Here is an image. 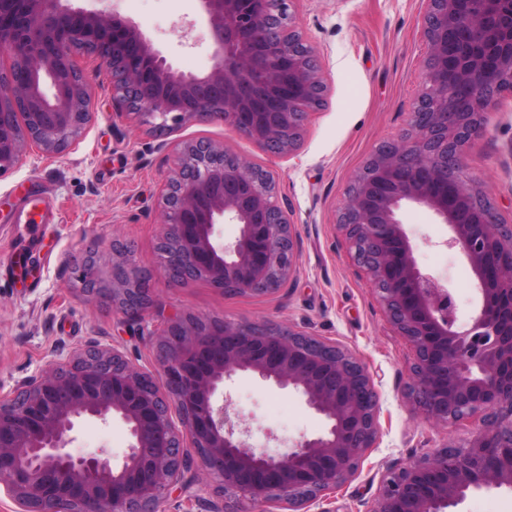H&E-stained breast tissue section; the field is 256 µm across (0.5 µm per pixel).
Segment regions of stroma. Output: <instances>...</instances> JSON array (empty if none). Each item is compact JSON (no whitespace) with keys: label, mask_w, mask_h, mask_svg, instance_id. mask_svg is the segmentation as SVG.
<instances>
[{"label":"stroma","mask_w":512,"mask_h":512,"mask_svg":"<svg viewBox=\"0 0 512 512\" xmlns=\"http://www.w3.org/2000/svg\"><path fill=\"white\" fill-rule=\"evenodd\" d=\"M112 4L133 21L175 68L203 74L213 65V41L198 0H75L87 10ZM302 40L326 83L322 107L311 112L292 154L274 155L223 121L186 122L159 133L119 116L111 79L85 53L75 59L90 95V122L59 155L30 145L21 164L0 173V394L37 373L54 350L70 353L90 342L113 347L139 369L158 367L148 333L157 318L122 321L106 303L87 299L76 271L95 251L101 279L113 265L132 264L151 276L154 298L169 314L203 320L267 322L300 331L353 354L379 396L378 433L357 469L309 512H370L389 473L432 449L470 437L481 426L427 421L409 396L414 356L390 323L365 268L356 263L337 219L354 176L383 144L411 134L427 43L424 0H286ZM485 134L463 150L461 163L476 187L512 224V94L486 115ZM198 140L224 145L271 173L275 199L296 233L297 272L280 291L227 294L208 281L187 287L164 276L157 250L162 190L179 166L181 146ZM36 211L35 226L18 223ZM401 219L423 273L451 289L458 323L476 306V283L464 256L441 246L445 227L427 208L403 209ZM232 411L257 446L286 452L320 432L324 419L296 395L239 379ZM129 435L121 419L80 424L70 450L106 451L120 462ZM239 512L240 501L196 471L190 493L173 491L170 512H204L203 501Z\"/></svg>","instance_id":"stroma-1"}]
</instances>
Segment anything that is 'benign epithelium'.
Masks as SVG:
<instances>
[{"label":"benign epithelium","mask_w":512,"mask_h":512,"mask_svg":"<svg viewBox=\"0 0 512 512\" xmlns=\"http://www.w3.org/2000/svg\"><path fill=\"white\" fill-rule=\"evenodd\" d=\"M215 44L202 76L167 62L139 27L115 10L85 11L69 0H0V172L32 141L60 154L91 118L74 53L99 60L117 114L157 132L221 119L275 154H286L325 91L311 50L290 17L264 0H200ZM428 56L412 112L413 133L379 147L348 190L339 224L366 268L387 317L411 345L410 394L424 417L457 425L474 416L473 437L425 453L392 474L369 512H449L469 491L512 488V225L469 182L468 142L485 114L512 93V0H426ZM166 187L164 274L187 286L205 279L230 294L276 292L296 271L292 222L264 189L266 173L211 141L180 150ZM422 205L448 226L444 244L466 257L481 295L458 326L452 292L420 271L398 211ZM235 224L226 244L218 226ZM83 263L82 291L141 320L153 305L150 280L115 265L110 281ZM152 377L100 344L53 358L0 395V490L21 512H165L193 460L224 491L273 512H301L336 490L377 435L378 396L365 368L336 345L268 324L176 317L152 333ZM247 375L299 396L327 423L283 454L257 447L238 428L226 382ZM120 418L130 435L121 464L74 456L79 420Z\"/></svg>","instance_id":"benign-epithelium-1"}]
</instances>
